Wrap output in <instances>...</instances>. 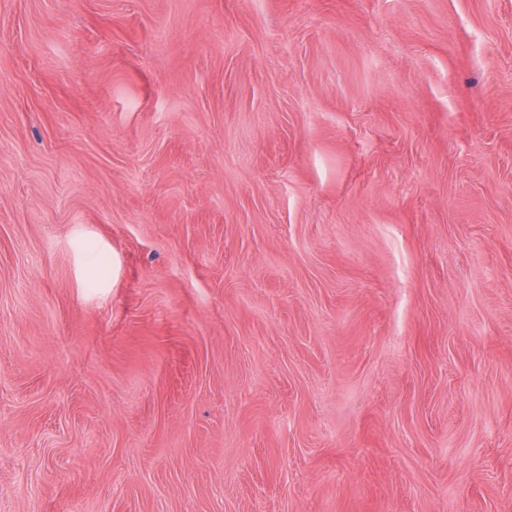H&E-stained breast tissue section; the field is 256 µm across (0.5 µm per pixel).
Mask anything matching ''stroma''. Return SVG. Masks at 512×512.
I'll return each mask as SVG.
<instances>
[{
  "label": "stroma",
  "instance_id": "35a3bbf8",
  "mask_svg": "<svg viewBox=\"0 0 512 512\" xmlns=\"http://www.w3.org/2000/svg\"><path fill=\"white\" fill-rule=\"evenodd\" d=\"M0 512H512V0H0Z\"/></svg>",
  "mask_w": 512,
  "mask_h": 512
}]
</instances>
